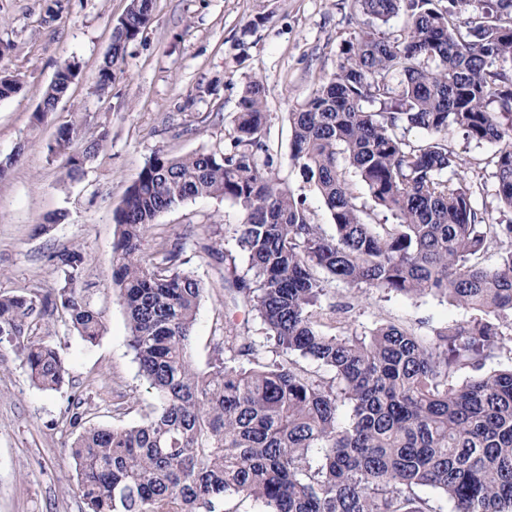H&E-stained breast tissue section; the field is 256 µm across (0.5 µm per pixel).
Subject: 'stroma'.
<instances>
[{
    "label": "stroma",
    "instance_id": "35a3bbf8",
    "mask_svg": "<svg viewBox=\"0 0 512 512\" xmlns=\"http://www.w3.org/2000/svg\"><path fill=\"white\" fill-rule=\"evenodd\" d=\"M129 3L0 0V41L11 46L0 71L20 84L16 94L0 99V158L21 153L0 178V294L52 293L60 274L51 257L76 245L86 257L78 285L105 322L92 345L65 325L61 311L38 323L37 335L65 361L66 382L57 391L37 387L12 346L0 342V512H81L70 453L75 430L66 421L71 398L83 396L86 421L103 426L135 425L152 402L128 345L112 269L113 212L155 150L184 155L223 145L247 83L261 75L273 167L314 222L332 228L320 194L290 158L288 114L335 72L342 40L364 20L353 0H153V20L128 45L111 86L88 94ZM69 58L81 64L71 101L36 123L44 91ZM73 102L89 131L104 128L109 135L83 178L65 184L47 145L69 120ZM57 213L62 221L51 223ZM239 221L230 202L197 197L163 213L142 243L149 253L161 239L190 236L183 267L201 280L203 293L189 354L201 371L209 367L226 317L238 322L240 333L259 334V322L245 321L243 306L235 304L223 263L203 249L208 243L232 255L238 274L246 275V257L233 238ZM327 302L339 307L346 327L391 322L421 336L471 317L437 296L374 290L360 297L341 285Z\"/></svg>",
    "mask_w": 512,
    "mask_h": 512
}]
</instances>
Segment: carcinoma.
<instances>
[{"label":"carcinoma","mask_w":512,"mask_h":512,"mask_svg":"<svg viewBox=\"0 0 512 512\" xmlns=\"http://www.w3.org/2000/svg\"><path fill=\"white\" fill-rule=\"evenodd\" d=\"M366 16L343 41L336 71L288 113L291 158L333 219L326 234L273 169L265 88L254 75L222 149L173 156L158 149L113 214V249L129 345L156 404L127 427L84 425L68 407L84 512H224L227 499L263 512H442L416 489L439 491L451 512H512V365L481 372L512 343V224L489 223L481 172L458 173L448 148L458 129L495 147L494 201L512 211V0H354ZM404 26L380 27L398 13ZM153 0H130L112 31L93 90L112 84L128 43L152 21ZM81 71L56 70L36 112L43 122ZM428 137L411 141L406 133ZM108 137L79 112L58 126L49 155L73 181ZM383 221L373 224L354 186ZM196 197L231 201L236 241L253 276L233 288L272 349L224 336L209 370L189 345L200 281L182 269L188 236L150 255L142 242L164 212ZM495 255V262L482 258ZM52 295H0L5 336L42 390L67 371L59 351L31 333L61 308L94 343L102 312L77 281L78 246L52 256ZM410 297L437 295L478 311L424 338L380 323L367 333L320 330L332 286Z\"/></svg>","instance_id":"obj_1"}]
</instances>
